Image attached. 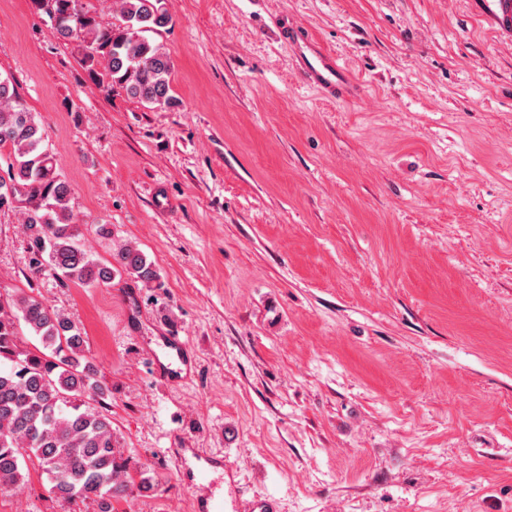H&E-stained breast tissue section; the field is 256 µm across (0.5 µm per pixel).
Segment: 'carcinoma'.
Segmentation results:
<instances>
[{
    "instance_id": "1",
    "label": "carcinoma",
    "mask_w": 512,
    "mask_h": 512,
    "mask_svg": "<svg viewBox=\"0 0 512 512\" xmlns=\"http://www.w3.org/2000/svg\"><path fill=\"white\" fill-rule=\"evenodd\" d=\"M33 3L57 38L85 48L92 81L118 84L143 104L170 103L171 59L148 37L170 22L166 0H121L120 25L103 23L83 0ZM1 159L0 213L21 208L33 268L46 264L83 285L122 273L145 286L157 279L154 263L131 245L105 263L81 248L69 185L7 78H0ZM111 396L78 324L35 295H0V493L22 487L32 468L55 498L90 500L98 512H112L114 498L151 491L147 470L133 477L116 448L105 403Z\"/></svg>"
}]
</instances>
